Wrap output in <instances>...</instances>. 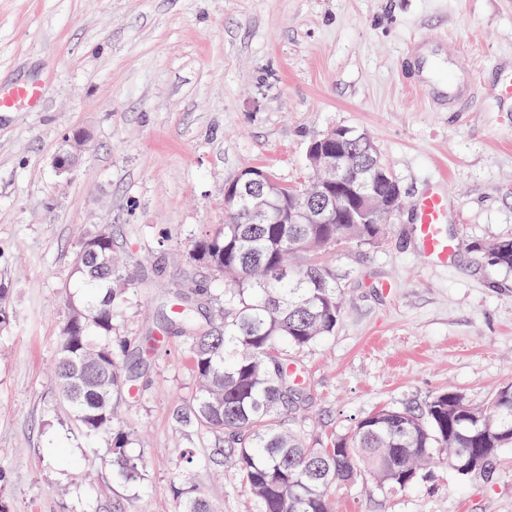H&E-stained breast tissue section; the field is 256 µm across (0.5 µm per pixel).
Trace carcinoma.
Here are the masks:
<instances>
[{"mask_svg":"<svg viewBox=\"0 0 512 512\" xmlns=\"http://www.w3.org/2000/svg\"><path fill=\"white\" fill-rule=\"evenodd\" d=\"M343 163L354 187L380 200L367 224H256L251 198L224 210V224L199 238L185 263L188 288L194 271L204 269L224 283L213 294L195 293L214 302L200 320L188 302L171 308L165 326H176L188 341L196 378L191 400L177 410L176 421L222 439L220 454L231 460L240 482L253 494L259 512H332L330 491L338 484L369 482L391 494L417 482L431 463L448 465L450 448H486L484 467L455 471L461 479L489 478L499 451L512 445V384L498 388L482 406L454 392L440 393L417 414L382 408L358 420L330 447L306 444L303 416L296 405L302 371L288 350L312 347L331 336L341 318L334 270L321 255L357 242L384 239V221L396 214L403 190L383 163L372 140L351 132ZM112 236L94 232L81 238L72 273L80 303L68 309L57 348L59 401L85 438L112 436L116 463L136 480L139 460L122 452L128 434L114 429L112 407L135 390L114 342L115 318L127 303L124 266L97 267L91 254H112ZM476 251L493 266L512 271V238ZM355 448L352 455L345 453Z\"/></svg>","mask_w":512,"mask_h":512,"instance_id":"obj_1","label":"carcinoma"}]
</instances>
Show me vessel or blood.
Listing matches in <instances>:
<instances>
[{
  "label": "vessel or blood",
  "mask_w": 512,
  "mask_h": 512,
  "mask_svg": "<svg viewBox=\"0 0 512 512\" xmlns=\"http://www.w3.org/2000/svg\"><path fill=\"white\" fill-rule=\"evenodd\" d=\"M44 85L25 83L0 92V112L13 111L18 105L39 106L45 99ZM417 237L424 255L435 263H447L455 244L444 235L448 221V196L443 186L430 187L413 204Z\"/></svg>",
  "instance_id": "vessel-or-blood-1"
}]
</instances>
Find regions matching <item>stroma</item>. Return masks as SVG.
<instances>
[{
	"instance_id": "35a3bbf8",
	"label": "stroma",
	"mask_w": 512,
	"mask_h": 512,
	"mask_svg": "<svg viewBox=\"0 0 512 512\" xmlns=\"http://www.w3.org/2000/svg\"><path fill=\"white\" fill-rule=\"evenodd\" d=\"M464 78L460 110H436L419 54ZM512 67V0H0V85L43 83L35 112H0V512H180L178 489L213 512H256L213 435L181 429L196 380L183 337L143 354L183 285L181 262L224 222V184L260 166L308 174L307 146L335 127L367 133L405 191L382 243L328 258L342 315L333 336L293 352L309 442L320 447L381 407L442 392L483 404L512 383V271L475 251L512 235V104L492 85ZM89 135L78 168L52 159ZM449 194L458 248L429 262L414 200ZM106 226L133 288L116 323L134 398L116 405L125 481L111 440L88 443L57 401L54 363L81 236ZM491 480L435 467L390 496L339 485L336 512H512V447Z\"/></svg>"
}]
</instances>
